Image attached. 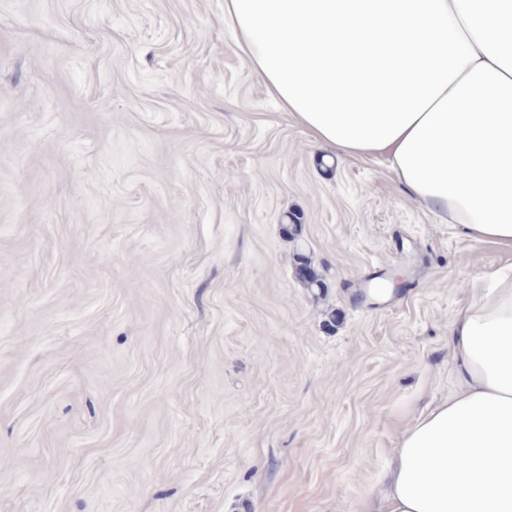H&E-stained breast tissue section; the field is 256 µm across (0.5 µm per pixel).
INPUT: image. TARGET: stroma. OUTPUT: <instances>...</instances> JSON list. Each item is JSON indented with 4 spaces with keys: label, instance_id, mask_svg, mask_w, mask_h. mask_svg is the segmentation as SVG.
<instances>
[{
    "label": "stroma",
    "instance_id": "35a3bbf8",
    "mask_svg": "<svg viewBox=\"0 0 512 512\" xmlns=\"http://www.w3.org/2000/svg\"><path fill=\"white\" fill-rule=\"evenodd\" d=\"M511 258L315 144L224 0H0V512H359Z\"/></svg>",
    "mask_w": 512,
    "mask_h": 512
}]
</instances>
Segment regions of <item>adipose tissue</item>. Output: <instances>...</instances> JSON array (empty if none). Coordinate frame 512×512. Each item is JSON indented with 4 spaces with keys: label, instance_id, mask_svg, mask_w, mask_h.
Segmentation results:
<instances>
[{
    "label": "adipose tissue",
    "instance_id": "ef3b65f1",
    "mask_svg": "<svg viewBox=\"0 0 512 512\" xmlns=\"http://www.w3.org/2000/svg\"><path fill=\"white\" fill-rule=\"evenodd\" d=\"M224 20L316 143L512 250V0H224ZM448 335L453 386L404 426L360 512H512V263Z\"/></svg>",
    "mask_w": 512,
    "mask_h": 512
}]
</instances>
